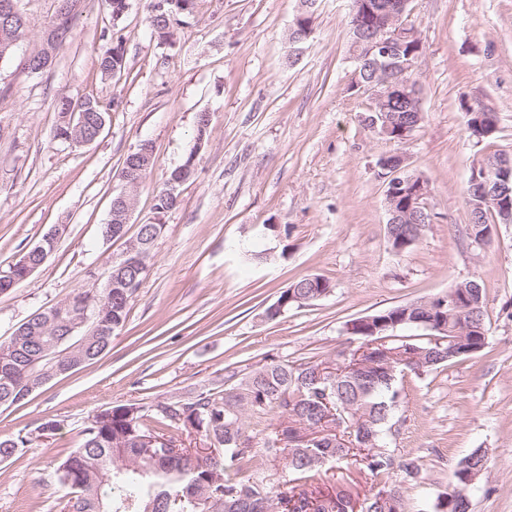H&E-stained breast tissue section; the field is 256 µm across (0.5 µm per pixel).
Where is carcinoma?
Returning a JSON list of instances; mask_svg holds the SVG:
<instances>
[{"mask_svg": "<svg viewBox=\"0 0 512 512\" xmlns=\"http://www.w3.org/2000/svg\"><path fill=\"white\" fill-rule=\"evenodd\" d=\"M148 21L152 33L160 39L173 36L172 27H160L154 17L163 13L177 18L194 13L197 0H150ZM102 73L112 70L123 73L126 57L122 44L107 49L99 57ZM485 106L473 102L465 106L469 137L477 142L493 138L497 128L478 119ZM179 204L178 196L170 195L162 186L155 195V209L161 214ZM9 276L0 275V294H7L28 277L22 265L6 268ZM94 296L88 311L104 323L105 332L93 337L85 353L88 360L110 346L112 336L127 319L131 295L118 292L93 294L80 290L68 298L69 311L79 314L89 296ZM477 322L470 334V347L479 352L486 344L485 293L471 296ZM32 332L14 336L0 344V363L11 365L7 373L0 372V403L11 405L27 388L29 377L47 365L38 361L42 350L31 341ZM386 349L397 356L423 353L430 361L425 371L437 370L457 362L448 358V344L437 345L433 337L393 339ZM316 366L307 363L289 364L282 361L267 363L241 379L236 373L227 375L224 394L216 397L200 393L194 398L174 403V409H153L146 412L133 405H117L98 411L84 431L82 444L63 458L57 467L59 484L72 495V512H167L165 505L180 495L183 501L171 507L172 512H277L280 504L292 505L288 512H353L351 496L340 490L317 502L311 501L308 488L313 486L321 468L328 463L353 462L362 465L373 481L395 492L394 507L383 510L377 501L368 498L360 512H404L402 482L419 478L421 464L411 456H396L386 448L371 457L358 448L347 446L345 439L332 433L313 438L306 444L295 442L297 431L303 427H329L338 422L344 432L358 443L373 437L383 444L388 424L395 408L398 385L405 373L399 365L388 369L378 363L369 370L348 374L339 380L320 381ZM350 410L338 419L324 420L323 398ZM278 411L287 425L279 426L264 438L265 462L256 463L254 437L248 433L245 415ZM178 425L191 427L219 446L217 454L190 453L187 449L174 455L165 452L154 455L141 453L146 439L164 436V429ZM29 443L21 434L0 439V459L15 456ZM283 459L292 479L283 491H273L269 482L268 465ZM462 480L448 490L440 502L442 512H459Z\"/></svg>", "mask_w": 512, "mask_h": 512, "instance_id": "carcinoma-1", "label": "carcinoma"}]
</instances>
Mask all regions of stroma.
Instances as JSON below:
<instances>
[{
  "label": "stroma",
  "instance_id": "1",
  "mask_svg": "<svg viewBox=\"0 0 512 512\" xmlns=\"http://www.w3.org/2000/svg\"><path fill=\"white\" fill-rule=\"evenodd\" d=\"M149 3L127 0L116 20L108 0H85L72 38L32 74L23 58L57 2L18 0L29 38L0 62V267L50 229L60 234L46 262L0 295V343L34 313L104 287L125 242L103 239L101 226L126 156L144 141L154 165L127 234L158 218L165 229L104 354L0 406V438L32 435L0 461V512H61L67 491L56 467L101 409L219 395L225 374L242 378L274 360L337 359L363 343L347 334L350 321L472 279L485 288V348L406 375L386 441L422 464L420 480L402 485L406 512H438L457 464L478 448L487 468L465 489L471 512H512V224H492L490 244L476 245L465 201L472 169L493 152L512 154V0H411L424 120L401 142L358 120L367 101L349 90L350 0H318L298 55L288 42L296 0H198L169 44L151 33ZM118 43L127 68L112 79L98 58ZM62 94L105 111L94 142L56 137ZM465 97L495 109L491 143L469 137ZM201 112L210 128L199 147ZM192 151L195 177L175 209L157 214V189ZM392 153L428 180L434 215L401 253L388 240L378 175L379 159ZM306 275L327 280L329 293L266 319L281 291ZM50 419L57 430L40 434ZM339 489L360 501L374 484L358 467H324L321 494Z\"/></svg>",
  "mask_w": 512,
  "mask_h": 512
}]
</instances>
